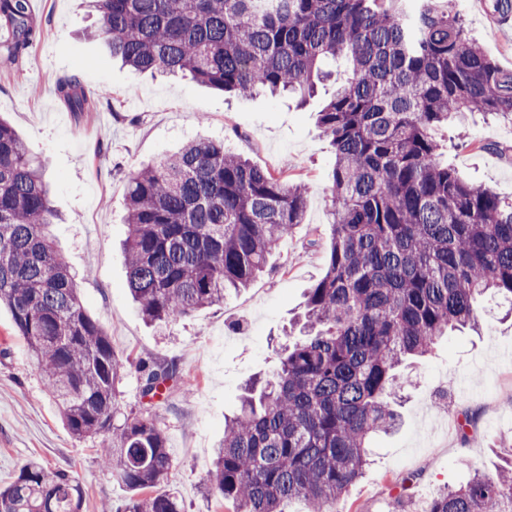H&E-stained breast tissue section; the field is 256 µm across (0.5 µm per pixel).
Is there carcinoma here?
Segmentation results:
<instances>
[{
    "instance_id": "carcinoma-1",
    "label": "carcinoma",
    "mask_w": 512,
    "mask_h": 512,
    "mask_svg": "<svg viewBox=\"0 0 512 512\" xmlns=\"http://www.w3.org/2000/svg\"><path fill=\"white\" fill-rule=\"evenodd\" d=\"M89 2L95 36L122 64L241 97L304 104L332 75L322 65L345 63L318 114L335 151L326 273L306 293L301 338L224 421L205 484L233 512H286L294 498L329 512L364 474L373 436L398 425L401 368L448 331L479 328L487 292L512 303V200L463 181L435 137L469 113L512 122V70L469 38L459 0ZM0 26L14 63L36 35L29 0H0ZM55 91L78 117L98 108L74 77ZM47 165L0 118V305L62 424L98 440L101 464L131 491L115 512H183L164 430L137 416L115 424L126 362L55 249ZM307 194L205 138L130 172L126 281L143 319L163 329L248 287L303 223ZM138 369L151 399L181 377L172 360ZM508 475L512 460L437 492L424 512H512ZM84 500L72 473L33 459L0 488V512H82Z\"/></svg>"
}]
</instances>
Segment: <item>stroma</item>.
I'll return each mask as SVG.
<instances>
[{"label":"stroma","mask_w":512,"mask_h":512,"mask_svg":"<svg viewBox=\"0 0 512 512\" xmlns=\"http://www.w3.org/2000/svg\"><path fill=\"white\" fill-rule=\"evenodd\" d=\"M30 3L36 44L17 63L0 61V116L31 153L47 158L50 198L61 216L53 227L57 249L87 313L128 360L117 414L160 422L176 463L172 486L185 512H232L231 503L203 493L224 417L236 409L247 380L277 368L289 322L326 270L332 237L326 186L335 155L317 114L331 89L320 88L300 107L285 98L230 97L188 78L141 75L114 62L92 37L96 18L83 0ZM463 14L485 53L512 69V20H500L481 0H468ZM73 74L101 98L97 111L80 118L55 93L56 79ZM458 130L437 136L449 163L466 182L512 198V123L478 114L462 129L465 137ZM200 135L305 182V217L249 288L158 329L143 321L126 283L125 176ZM505 312L500 299L483 300L480 332H449L411 362L414 383L401 409L402 426L374 440L371 463L338 502V512H423L438 490L463 486L478 471L495 474L512 455V319ZM158 360L175 361L191 389L177 381L162 399L144 398L138 364ZM466 413L474 422L464 435L459 424ZM31 458L74 472L85 491L84 512L130 496L100 465L95 442L77 440L64 428L1 307L0 485L12 482Z\"/></svg>","instance_id":"35a3bbf8"}]
</instances>
